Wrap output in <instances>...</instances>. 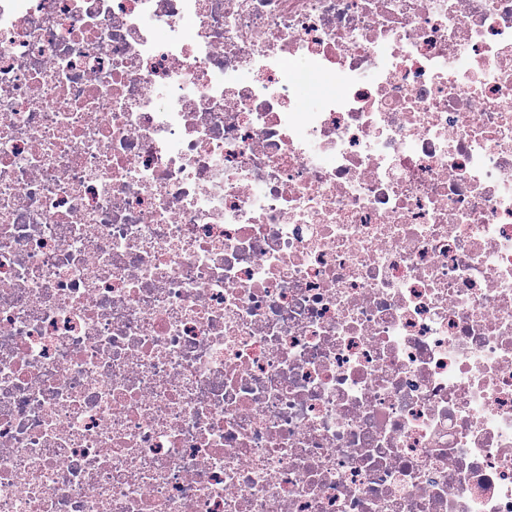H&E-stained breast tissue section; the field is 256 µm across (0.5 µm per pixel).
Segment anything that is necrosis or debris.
<instances>
[{"label":"necrosis or debris","instance_id":"obj_1","mask_svg":"<svg viewBox=\"0 0 512 512\" xmlns=\"http://www.w3.org/2000/svg\"><path fill=\"white\" fill-rule=\"evenodd\" d=\"M0 512H512V0H0Z\"/></svg>","mask_w":512,"mask_h":512}]
</instances>
